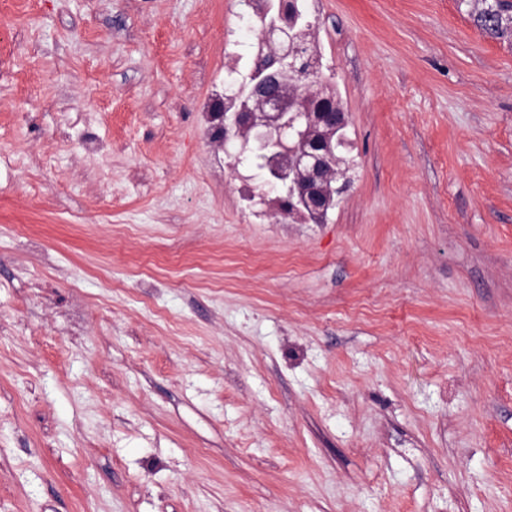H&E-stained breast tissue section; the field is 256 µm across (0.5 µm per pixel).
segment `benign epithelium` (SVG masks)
Returning <instances> with one entry per match:
<instances>
[{
	"label": "benign epithelium",
	"instance_id": "1",
	"mask_svg": "<svg viewBox=\"0 0 512 512\" xmlns=\"http://www.w3.org/2000/svg\"><path fill=\"white\" fill-rule=\"evenodd\" d=\"M262 43L270 53L255 62L248 98L242 112L224 115V143L242 141L264 161L265 182L288 191L292 208L316 223L323 222L336 194L335 146L315 138L319 129L331 133L347 125L344 112H310L291 92L295 76L283 60L296 50L293 34L271 15L262 19Z\"/></svg>",
	"mask_w": 512,
	"mask_h": 512
}]
</instances>
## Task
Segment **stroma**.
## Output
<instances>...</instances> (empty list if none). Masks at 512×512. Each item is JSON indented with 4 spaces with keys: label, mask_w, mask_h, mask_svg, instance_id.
Returning a JSON list of instances; mask_svg holds the SVG:
<instances>
[{
    "label": "stroma",
    "mask_w": 512,
    "mask_h": 512,
    "mask_svg": "<svg viewBox=\"0 0 512 512\" xmlns=\"http://www.w3.org/2000/svg\"><path fill=\"white\" fill-rule=\"evenodd\" d=\"M317 2L321 223L214 172L238 0H0V512H512V39Z\"/></svg>",
    "instance_id": "obj_1"
}]
</instances>
